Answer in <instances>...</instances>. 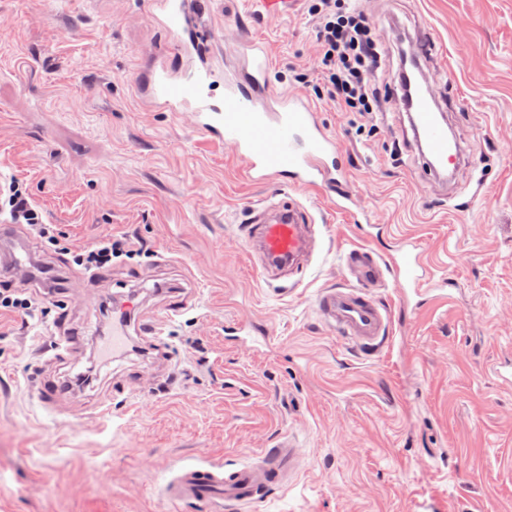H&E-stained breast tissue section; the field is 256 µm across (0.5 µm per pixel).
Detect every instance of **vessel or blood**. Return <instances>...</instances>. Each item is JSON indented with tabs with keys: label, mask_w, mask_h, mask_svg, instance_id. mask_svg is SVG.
I'll return each mask as SVG.
<instances>
[{
	"label": "vessel or blood",
	"mask_w": 512,
	"mask_h": 512,
	"mask_svg": "<svg viewBox=\"0 0 512 512\" xmlns=\"http://www.w3.org/2000/svg\"><path fill=\"white\" fill-rule=\"evenodd\" d=\"M202 2L151 0L164 42L143 66L138 94L154 110L188 116L197 130L243 162L247 180L273 186V193L250 209L244 239L265 281L293 282L309 267L317 247L316 219L303 202L283 191H316L338 210H348L346 167L335 136L309 100L277 90L264 43L246 41L244 63L233 73L215 66V35L203 23ZM433 47L428 34L416 33L400 54L402 73L413 70L414 86L406 88L401 73L392 80V94L428 170L455 176L461 170L462 148L437 90L439 76L427 70ZM342 264L351 286L316 293L314 311L338 338L366 354L378 351L393 329V313L376 296V288L392 283L407 304L448 287L447 278L428 280L421 246L408 237L396 243L390 259L356 247L343 254ZM127 340L126 326L118 320L101 338L104 350L115 353L125 350ZM66 391L63 381L44 380L36 388L39 403L48 410L57 409ZM298 446L294 437H282L253 464L178 468L163 494L176 505L206 501L216 512H242L296 473Z\"/></svg>",
	"instance_id": "1"
}]
</instances>
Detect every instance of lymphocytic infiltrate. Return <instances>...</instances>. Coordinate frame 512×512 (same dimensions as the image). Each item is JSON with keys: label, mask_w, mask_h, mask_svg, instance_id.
Returning a JSON list of instances; mask_svg holds the SVG:
<instances>
[{"label": "lymphocytic infiltrate", "mask_w": 512, "mask_h": 512, "mask_svg": "<svg viewBox=\"0 0 512 512\" xmlns=\"http://www.w3.org/2000/svg\"><path fill=\"white\" fill-rule=\"evenodd\" d=\"M313 14L317 19L316 69L325 94L340 111L358 114L370 121L380 110L382 98L375 82L377 72L385 65V54L375 28L347 0H315ZM6 202L13 223L23 224L47 245L62 246L59 228L44 223L42 214L22 183L11 182ZM144 241L128 235H110L73 250L74 263L86 270L111 266L113 259L145 254ZM53 289L42 286L0 288V313L8 312L20 319L35 313L49 314Z\"/></svg>", "instance_id": "lymphocytic-infiltrate-1"}]
</instances>
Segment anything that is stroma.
<instances>
[{"label":"stroma","mask_w":512,"mask_h":512,"mask_svg":"<svg viewBox=\"0 0 512 512\" xmlns=\"http://www.w3.org/2000/svg\"><path fill=\"white\" fill-rule=\"evenodd\" d=\"M211 2L220 61L238 62L241 39L267 42L277 88L310 99L335 135L356 210L299 193L321 249L278 294L240 231L268 185L136 94L162 40L146 5L0 0V179L22 182L72 247L135 234L151 250L59 292L84 332L73 370L90 374L59 412L34 399L63 370L43 352L51 318L0 315V512H171L161 491L175 469L252 463L285 433L301 444L300 466L248 512H512V386L495 373L512 358V0L357 2L389 59L381 88L397 65L394 25L435 40L431 67L448 74L450 125L472 161L452 197L415 161L394 102L366 139L353 113L294 82L314 69L310 0H291L274 21L254 0ZM373 211L385 222L370 238L357 216ZM402 237L423 243L448 291L407 313L395 288L380 289L394 327L368 356L318 322L313 297L349 286L343 252L387 253ZM173 285L195 307L166 326L167 359L96 364L108 303L134 292L135 317L158 319ZM240 318L257 332L225 342ZM102 400L106 421L92 415Z\"/></svg>","instance_id":"1"}]
</instances>
